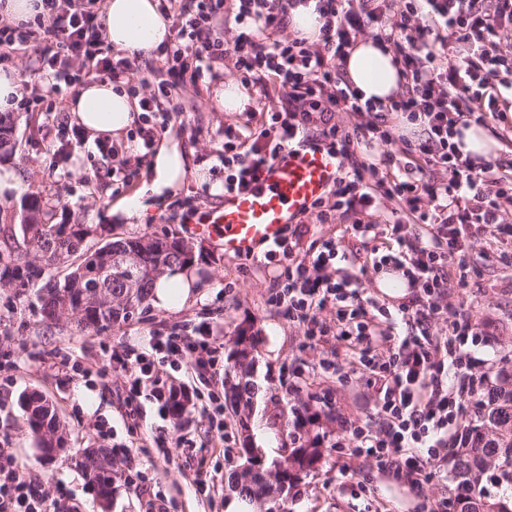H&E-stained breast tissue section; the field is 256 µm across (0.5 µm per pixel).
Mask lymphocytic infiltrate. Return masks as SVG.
Returning a JSON list of instances; mask_svg holds the SVG:
<instances>
[{
    "mask_svg": "<svg viewBox=\"0 0 512 512\" xmlns=\"http://www.w3.org/2000/svg\"><path fill=\"white\" fill-rule=\"evenodd\" d=\"M101 0H41L33 19L0 26V64L19 52L34 55L45 94L29 112L61 111L69 89L90 81L124 85L141 112L135 139L151 151L158 136L188 107L186 88L221 78V63L248 89L272 96L271 106L247 108L241 124H226L216 158L224 189L248 186L258 168L284 146L322 144L340 154L342 174L314 203L316 223L347 219L345 236L364 259L349 266L339 240L309 250L289 231L269 256H281L270 304L307 327L309 337L336 335L353 351V369L379 394L378 428L350 433L352 453L373 458L381 472L420 490L442 450L464 439L485 378L466 376L474 347L487 337L469 315L454 314L444 337L431 323L449 289L467 288L489 261L512 268V176L497 162L478 164L456 147L459 128L507 123L499 106L512 89V0H316L317 40L288 37L290 12L307 0H158L170 35L141 67V52L118 54L104 35ZM372 32L391 48L405 91L388 104L362 100L342 66L358 38ZM353 117L336 122V113ZM413 133H400L402 123ZM488 246L476 242L486 227ZM395 275L409 293L397 308L363 296V279ZM335 325L321 322L322 311ZM413 332L395 335L398 323ZM223 347L212 327L155 334L144 349L112 360L128 375L125 417L136 426L143 402L181 417L200 400L197 386L215 373ZM186 371L163 382L158 367ZM0 512H48L46 498L0 448Z\"/></svg>",
    "mask_w": 512,
    "mask_h": 512,
    "instance_id": "1",
    "label": "lymphocytic infiltrate"
}]
</instances>
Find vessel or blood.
Masks as SVG:
<instances>
[{"label":"vessel or blood","mask_w":512,"mask_h":512,"mask_svg":"<svg viewBox=\"0 0 512 512\" xmlns=\"http://www.w3.org/2000/svg\"><path fill=\"white\" fill-rule=\"evenodd\" d=\"M341 174L338 155L321 145L287 146L256 172L248 187L225 194L208 212L202 234L217 233L225 253L251 258L281 241Z\"/></svg>","instance_id":"vessel-or-blood-1"}]
</instances>
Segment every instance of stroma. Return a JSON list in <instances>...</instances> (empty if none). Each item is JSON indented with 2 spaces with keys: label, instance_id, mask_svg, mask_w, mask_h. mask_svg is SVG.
<instances>
[{
  "label": "stroma",
  "instance_id": "1",
  "mask_svg": "<svg viewBox=\"0 0 512 512\" xmlns=\"http://www.w3.org/2000/svg\"><path fill=\"white\" fill-rule=\"evenodd\" d=\"M239 119V113L220 111L206 93L196 111L185 114L183 125L169 128L165 137L179 143L190 170L175 193L144 195L146 219L141 224L126 223L112 207L140 190L147 162H140L139 178L121 184L108 174L93 142L85 141L74 146L68 164L73 175L61 182L52 173L57 144L46 133V114L23 113L16 126V153L7 168L20 175L25 192L40 194L54 222L91 226L86 249L144 234L181 239L193 248L191 267L197 273L179 309L150 301L128 321L92 335L78 332L67 319H44L35 289L20 293L0 288V442L8 444L27 478L47 494L52 512H146L151 504L165 512H224L231 493L228 479L245 463L241 444L261 450L270 460L288 444L278 418L287 403L319 413L320 428L327 434L323 459L299 494L289 499L288 512H419L422 503L447 498L454 486L444 460L436 462L432 480L416 493L381 474L374 460L352 457L350 432L373 423L376 410L373 394L351 369L350 351L341 342L308 340L302 325L269 305L276 262L260 256L243 263L188 220L186 197H193L201 216L221 204L224 176L214 170L213 151L223 141L224 124ZM448 309L471 315L489 334L487 345L476 348V357L497 367L512 361L511 276L495 265L484 268L472 288L449 296ZM202 323L224 338L219 371L227 377L239 374L237 337H253L255 344L249 377L256 393L249 408L225 406L223 447H214L210 422L197 408H187L177 419L160 416L149 403L136 431H127L122 421L127 375L115 368L112 352L144 348L154 333L189 331ZM37 352L56 353L69 366L60 371L44 367L33 358ZM102 369L107 372L103 378L98 375ZM31 392L52 402L64 427L66 449L59 455L45 456L24 420L19 398ZM98 420L108 422L115 442L128 447L112 458V493L105 506L82 464L86 449L103 444L94 428ZM183 427L191 446L166 453L152 447L153 437L171 440ZM202 473L216 485L207 496L195 491Z\"/></svg>",
  "mask_w": 512,
  "mask_h": 512
}]
</instances>
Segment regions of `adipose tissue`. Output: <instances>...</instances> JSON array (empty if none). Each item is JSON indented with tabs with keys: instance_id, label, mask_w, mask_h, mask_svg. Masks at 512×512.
Instances as JSON below:
<instances>
[{
	"instance_id": "obj_1",
	"label": "adipose tissue",
	"mask_w": 512,
	"mask_h": 512,
	"mask_svg": "<svg viewBox=\"0 0 512 512\" xmlns=\"http://www.w3.org/2000/svg\"><path fill=\"white\" fill-rule=\"evenodd\" d=\"M169 35L168 24L155 0H107L105 36L121 52L150 51ZM345 76L364 98L388 102L402 85L392 52L381 41H359L345 60ZM71 111L90 137H112L131 126L137 111L134 100L114 91L111 83L82 86ZM188 171L187 157L175 141L162 143L150 164V190L160 194L177 187Z\"/></svg>"
}]
</instances>
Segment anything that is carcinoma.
I'll return each instance as SVG.
<instances>
[{
	"label": "carcinoma",
	"instance_id": "cac0c4a2",
	"mask_svg": "<svg viewBox=\"0 0 512 512\" xmlns=\"http://www.w3.org/2000/svg\"><path fill=\"white\" fill-rule=\"evenodd\" d=\"M16 117L12 112L0 113V157L12 156L15 149L13 132ZM24 220L7 225L8 235L5 249L0 251V286L26 288L43 280L44 286L38 295L43 318L55 320L58 302L70 300L71 315L77 331L100 332L119 322H124L134 310L144 305L156 282V266L173 263L180 270L192 261L189 247L176 238H154L157 252L142 254L138 244L142 237H131L111 241L105 247L112 250V268L103 271L93 267L87 259L74 268L62 282L54 280L52 271L57 258L70 260L78 254L89 227L84 224H46L41 220L43 207L41 197L32 193L23 204ZM138 280L134 301H129L128 278ZM106 290L110 307L83 306L78 303V288ZM252 383L241 380L225 392V399L233 406L251 404ZM25 421L40 448L47 447V437L53 432L57 419L55 409L44 397L31 393L20 399ZM292 419L287 426L292 448L288 455L269 471L264 466L259 470L248 469L244 478H234L231 486L243 496L266 499L270 496L274 480L277 493L281 495L277 505L285 508L288 496L316 469L322 457V443L326 434L313 436L303 433L308 426L318 424V415L302 413L290 408ZM476 423L468 426L466 442L454 450L448 460L455 493L448 498V509L452 512H512V494L500 495L489 490V486L506 485L512 488V362L500 366L495 372L489 389L482 392L476 411ZM91 480L101 493L112 490V473L96 471V465H88Z\"/></svg>",
	"mask_w": 512,
	"mask_h": 512
}]
</instances>
